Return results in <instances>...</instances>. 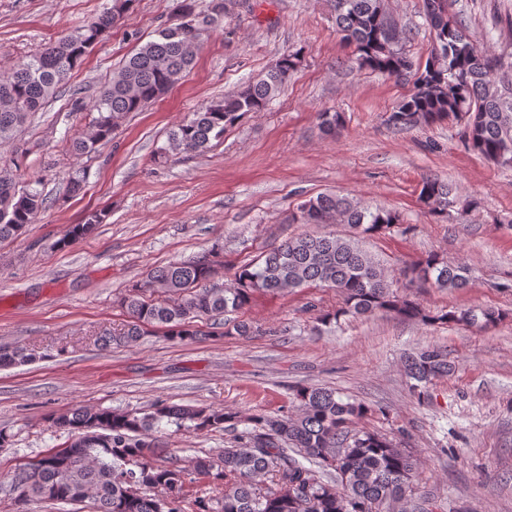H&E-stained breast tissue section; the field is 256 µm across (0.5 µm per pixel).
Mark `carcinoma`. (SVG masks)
Instances as JSON below:
<instances>
[{
    "mask_svg": "<svg viewBox=\"0 0 512 512\" xmlns=\"http://www.w3.org/2000/svg\"><path fill=\"white\" fill-rule=\"evenodd\" d=\"M133 0H112V7L64 38L26 57L0 76V142L9 141L29 115L44 108L61 84L112 26L122 20ZM436 15L426 20L433 48L424 65L405 52L406 35L392 18L388 0H330L340 41L354 48L362 68L412 80L410 93L397 103L388 122L412 129L443 122H462L469 149L493 165L512 169V77L501 59L473 44L462 19L448 11V0H434ZM227 15V0H184L177 22L157 32L114 73L95 101L99 116L90 132L70 141L81 155L112 139L131 112L164 95L194 64L204 43ZM296 53H285L264 76L236 92L200 107L171 129L170 151L191 155L207 151L227 128L252 112H262L284 89L296 70ZM330 136L342 126L339 112L319 115ZM419 200L440 222L448 212L461 214L476 206L461 200L452 187L426 175ZM35 187H16L0 175V240L16 237L44 208ZM107 216L89 213L72 225L58 246L67 247L91 235ZM291 224H345L347 238L305 232L239 266L231 283L210 282L224 268V247L215 245L187 261L150 270L121 298L129 322L121 332L104 331L98 347L132 345L147 337L180 341L200 335L196 321L224 315V335L248 338L258 332L242 316L256 293L280 295L305 288H334L342 305L321 313L330 325L341 318L395 313L425 325L455 324L489 328L509 316L493 308L424 310L399 297L392 281L358 237L398 227V216L384 208L362 207L345 196L319 193L300 203ZM420 286L443 290L469 287L466 268L439 254L417 259L403 270ZM235 318H229V315ZM31 360L18 346H0V369ZM403 369L410 395L428 396L432 382L454 373L448 351L438 346L410 352ZM293 415L253 413L245 418L215 406L155 403L147 412L78 407L50 417L66 431L64 448L49 452L15 475L17 512L34 502L78 505L89 501L94 512H434L429 497L417 492L418 459L401 443L378 433L355 429L370 409L317 386L291 388ZM181 429L230 431L235 445L217 454L189 460L158 455L152 432L162 423ZM202 479L212 496L189 499V485ZM139 489L136 494L129 488Z\"/></svg>",
    "mask_w": 512,
    "mask_h": 512,
    "instance_id": "obj_1",
    "label": "carcinoma"
}]
</instances>
